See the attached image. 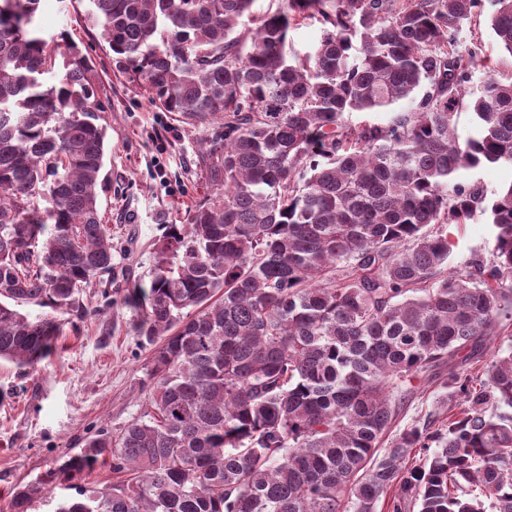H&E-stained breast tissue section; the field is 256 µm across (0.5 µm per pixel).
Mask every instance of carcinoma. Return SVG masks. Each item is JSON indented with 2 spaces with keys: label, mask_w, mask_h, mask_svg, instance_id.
I'll return each instance as SVG.
<instances>
[{
  "label": "carcinoma",
  "mask_w": 512,
  "mask_h": 512,
  "mask_svg": "<svg viewBox=\"0 0 512 512\" xmlns=\"http://www.w3.org/2000/svg\"><path fill=\"white\" fill-rule=\"evenodd\" d=\"M88 2L156 105L224 128L201 142L211 194L166 225L137 306L143 416L0 512H29L56 480L73 491L56 512H512V352L468 373L512 327V184L488 201L462 180L512 166V76L472 89L460 40L483 0ZM40 4L0 0V360L24 371L113 269L105 108L76 46L41 35ZM492 5L512 55V0ZM307 20L321 37L301 55L288 34ZM479 216L492 253L449 266L448 225ZM422 380L439 406L389 435ZM107 459L124 478L88 485Z\"/></svg>",
  "instance_id": "1"
}]
</instances>
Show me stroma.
Wrapping results in <instances>:
<instances>
[{"instance_id": "35a3bbf8", "label": "stroma", "mask_w": 512, "mask_h": 512, "mask_svg": "<svg viewBox=\"0 0 512 512\" xmlns=\"http://www.w3.org/2000/svg\"><path fill=\"white\" fill-rule=\"evenodd\" d=\"M86 0H43L46 36L65 34L91 68L96 97L104 105L109 154L108 185L100 214L112 237V296L100 287L79 295L87 313L65 324L55 349L27 374L0 362V503L14 489L43 476L81 448L98 429L120 432L143 412L149 395L151 348L134 331L137 312L129 298L149 287L153 248L166 225L185 223L209 189L199 175L200 143L209 126H192L179 113L150 101L145 83L119 72L108 44L84 21ZM491 7L475 15L460 39L481 48L474 82L512 73V54L490 28ZM451 265L471 251L489 252L491 227L484 218L448 227Z\"/></svg>"}]
</instances>
